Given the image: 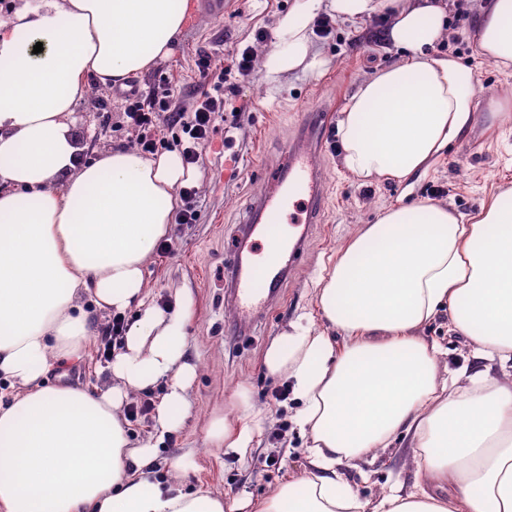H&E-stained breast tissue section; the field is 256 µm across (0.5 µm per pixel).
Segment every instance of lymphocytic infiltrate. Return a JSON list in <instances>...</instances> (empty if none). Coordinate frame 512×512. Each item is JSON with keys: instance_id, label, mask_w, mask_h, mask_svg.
<instances>
[{"instance_id": "f902f5d3", "label": "lymphocytic infiltrate", "mask_w": 512, "mask_h": 512, "mask_svg": "<svg viewBox=\"0 0 512 512\" xmlns=\"http://www.w3.org/2000/svg\"><path fill=\"white\" fill-rule=\"evenodd\" d=\"M199 74L208 84L206 91L185 106L169 78L123 100V117L135 133L134 144L145 154H157L170 141H182V162L197 164L211 138L218 117L237 95L232 74L248 76L254 70V51L244 48L232 53L225 65L215 64L209 53H200L195 61Z\"/></svg>"}]
</instances>
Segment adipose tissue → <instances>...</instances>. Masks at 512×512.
Instances as JSON below:
<instances>
[{"label": "adipose tissue", "instance_id": "ef3b65f1", "mask_svg": "<svg viewBox=\"0 0 512 512\" xmlns=\"http://www.w3.org/2000/svg\"><path fill=\"white\" fill-rule=\"evenodd\" d=\"M191 0H25L0 16V512H512V190L471 223L447 204L391 206L341 246L317 284L328 330L293 326L265 355L293 382L308 435V476L256 501L184 491L182 459L155 469L158 445L189 416L190 301L156 308L144 267L173 223L179 157L132 149L78 162L72 115L87 73L112 85L168 54ZM384 16L404 60L363 81L337 121L338 161L357 182H406L512 100L485 96L474 71L437 46L441 0H300L264 53L268 76L315 68L309 24ZM481 56L512 67V0L480 9ZM42 45L34 53V45ZM133 309L110 382L91 393L45 379L81 360L92 335L85 303ZM447 310L485 368L449 375L421 329ZM155 433L135 439L124 407L158 383ZM421 488L395 484L361 499L339 466L374 460L397 437ZM247 424L214 420L211 444L245 456Z\"/></svg>", "mask_w": 512, "mask_h": 512}]
</instances>
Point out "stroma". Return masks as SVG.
Returning a JSON list of instances; mask_svg holds the SVG:
<instances>
[{
    "mask_svg": "<svg viewBox=\"0 0 512 512\" xmlns=\"http://www.w3.org/2000/svg\"><path fill=\"white\" fill-rule=\"evenodd\" d=\"M298 0H228L223 17L193 13L170 46L166 57L149 71L131 77V84L147 89L160 74L174 76L182 100L199 95L204 85L194 68L199 51L223 62L234 49L253 47L256 55L273 48L275 33ZM488 0H471V17L452 30L450 41L440 51L454 55L472 67L486 94L512 98V70L501 71L484 59L470 58L474 47L475 22ZM384 17L337 21L332 34H312V50L323 62L321 69H296L269 80L263 68L240 84L237 112L231 119L233 131L216 130L203 149L194 170L201 195L196 223L170 224L166 238L172 245L167 253H156L145 268V279L153 303L162 310L176 307L177 294L190 296L192 312L187 322L188 357L198 366L189 390L190 415L184 426L167 435L159 445V458L166 461L184 457L180 482L184 490L206 487L228 497L249 495L260 500L281 484L298 480L311 469L305 451L307 439L295 424L299 408L295 398L278 402L273 393L286 385L285 377L267 370L264 358L273 340L295 323H313L324 328L315 280L328 266L337 248L355 235L362 225L372 223L382 208L411 204L429 198L448 203L456 214L475 215L483 201L497 190L512 187V112L489 123L486 112L475 114L473 130L454 144L429 171L414 180L412 188L395 181L360 185L338 162L336 125L357 86L371 75L405 57L404 49L383 39ZM269 32L266 41L255 39L258 29ZM92 94H109L114 108L109 124L88 101L75 107L76 126L89 137L91 151L102 153L133 146L134 132L122 126L120 85L89 83ZM319 108L323 116L324 144L317 158L327 184L328 205L282 298L271 313L244 336L226 331L231 310L224 299V264L240 230L244 207L258 189L261 170L273 169L281 160L283 143L295 134L302 114ZM425 339L440 343L448 351L449 370H476L481 363L465 337L449 330L447 313H440L422 331ZM98 343L90 341L81 361L67 369L65 378L49 373V383L65 381L88 390L109 381L108 363L97 356ZM244 392L251 405L261 410L264 420L255 430L246 459L211 447L206 439L209 422L217 416L236 421L243 414L237 392ZM286 434L279 444L269 437L278 428ZM279 452V468L266 467L264 459ZM344 476L364 499L377 496L392 483L413 488L416 470L412 450L395 444L374 462L362 461L345 469Z\"/></svg>",
    "mask_w": 512,
    "mask_h": 512,
    "instance_id": "stroma-1",
    "label": "stroma"
}]
</instances>
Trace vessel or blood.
I'll return each instance as SVG.
<instances>
[{
  "label": "vessel or blood",
  "mask_w": 512,
  "mask_h": 512,
  "mask_svg": "<svg viewBox=\"0 0 512 512\" xmlns=\"http://www.w3.org/2000/svg\"><path fill=\"white\" fill-rule=\"evenodd\" d=\"M318 112L304 113L281 164L265 180L264 189L246 205L241 233L226 263L232 332H241L265 317L303 257L312 226L325 205L326 190L316 166L322 145ZM301 225L295 242L279 234L281 223Z\"/></svg>",
  "instance_id": "b4317fda"
}]
</instances>
